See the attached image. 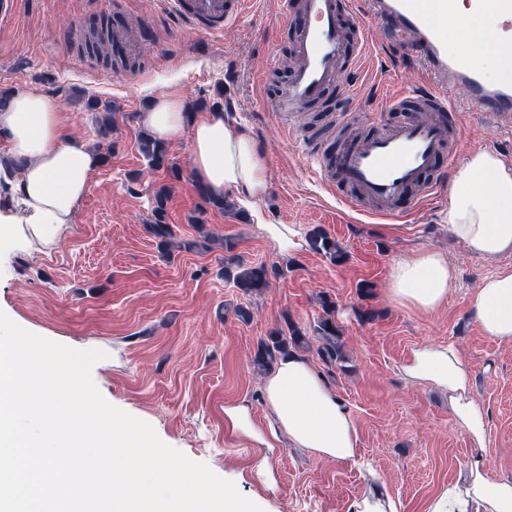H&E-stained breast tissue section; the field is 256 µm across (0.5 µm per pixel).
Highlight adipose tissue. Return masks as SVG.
Wrapping results in <instances>:
<instances>
[{"mask_svg":"<svg viewBox=\"0 0 512 512\" xmlns=\"http://www.w3.org/2000/svg\"><path fill=\"white\" fill-rule=\"evenodd\" d=\"M137 120L164 141L190 132L193 178L217 196L236 191L245 208L257 210L268 190L266 159L223 112L192 122L182 95L162 93ZM0 132L9 141L0 170L20 169L9 188L10 204L0 208V243L53 248L70 233L98 157L84 139L69 132L58 100L37 90L10 99L0 111ZM447 223L449 235L473 255L492 260L512 255V161L479 150L457 165L451 174ZM454 276L439 252L426 250L393 261L388 294L397 304L432 312L446 301ZM469 309L486 336L512 344V265L500 266L481 283ZM403 372L447 393L454 425L473 447H484L488 415L472 395V368L454 345L418 346ZM263 392L271 415L269 433L255 429L240 405L225 406V427L266 447L287 438L321 460L355 457L356 421L308 360L295 356L280 361L266 377ZM425 512H512V476H490L482 459L474 458L432 495Z\"/></svg>","mask_w":512,"mask_h":512,"instance_id":"ef3b65f1","label":"adipose tissue"}]
</instances>
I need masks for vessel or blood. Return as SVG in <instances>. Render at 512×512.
Instances as JSON below:
<instances>
[{
    "label": "vessel or blood",
    "instance_id": "1",
    "mask_svg": "<svg viewBox=\"0 0 512 512\" xmlns=\"http://www.w3.org/2000/svg\"><path fill=\"white\" fill-rule=\"evenodd\" d=\"M171 11L193 25L235 23L246 0H167ZM499 38H512V0H495ZM281 21L297 17L293 44L295 65L277 102L280 116L319 95L335 81L347 60L348 40L359 49L372 41L370 24L381 25L386 42L411 46L436 85L424 98L435 119L408 121L372 137L347 138L336 160H316L312 173L327 186L358 188L354 208L372 205L391 210L397 199L414 195L423 201L433 190L423 174L435 163L448 130L442 113L456 112L457 102L494 119L512 114V82L488 77L471 57L448 51L446 20L453 0H360L352 20H345L338 0H277Z\"/></svg>",
    "mask_w": 512,
    "mask_h": 512
}]
</instances>
